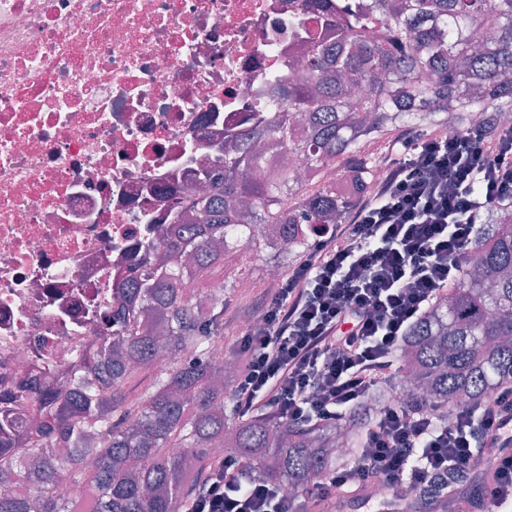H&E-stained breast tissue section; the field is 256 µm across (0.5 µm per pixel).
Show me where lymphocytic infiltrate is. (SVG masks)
Segmentation results:
<instances>
[{
	"label": "lymphocytic infiltrate",
	"instance_id": "lymphocytic-infiltrate-1",
	"mask_svg": "<svg viewBox=\"0 0 512 512\" xmlns=\"http://www.w3.org/2000/svg\"><path fill=\"white\" fill-rule=\"evenodd\" d=\"M381 167L342 223L315 228L299 262L259 301L261 321L236 338L242 366L230 402L240 416L315 427L398 388L408 331L459 278L485 210L512 200V127L479 123L453 136L444 126L411 128ZM375 486L387 488L400 512L435 487L474 512H512V384L490 402L382 406L355 463L319 478L310 499L331 512ZM187 512L301 510L224 454Z\"/></svg>",
	"mask_w": 512,
	"mask_h": 512
}]
</instances>
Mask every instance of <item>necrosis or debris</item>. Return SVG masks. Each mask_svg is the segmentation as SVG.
Listing matches in <instances>:
<instances>
[{"instance_id":"4bbe7bcc","label":"necrosis or debris","mask_w":512,"mask_h":512,"mask_svg":"<svg viewBox=\"0 0 512 512\" xmlns=\"http://www.w3.org/2000/svg\"><path fill=\"white\" fill-rule=\"evenodd\" d=\"M371 0H0V408L57 385L118 306L166 190L276 116Z\"/></svg>"}]
</instances>
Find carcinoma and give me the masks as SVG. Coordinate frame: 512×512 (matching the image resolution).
<instances>
[{"mask_svg":"<svg viewBox=\"0 0 512 512\" xmlns=\"http://www.w3.org/2000/svg\"><path fill=\"white\" fill-rule=\"evenodd\" d=\"M371 25L383 31L373 43L365 36ZM278 104L280 121L258 131L265 144L228 151L221 175H203L211 192L173 196L166 240L143 246L120 310L94 332L61 389L31 388L22 413L0 409V471L12 478L0 489V512H78L81 502L52 492L61 477L84 490L88 512H182L213 445L224 441L301 500L318 478L353 463L365 411L338 427L305 429L219 408L224 369L210 348L224 338V300L194 298L186 284L240 245L269 249L278 261L301 253L313 226L336 223L370 182L365 148L384 132L445 114L462 130L475 112L512 113V0H375L353 20L336 21L334 44L313 45L308 81L289 85ZM281 151L305 155L315 174L348 163V190L300 183L273 161ZM188 210L203 222L185 223ZM251 224L273 226L272 237H246ZM185 253L198 264H184ZM158 327L168 368L129 399L128 386L150 368ZM401 359L428 405L483 399L512 383V202L489 208L461 279L413 329ZM19 424L27 448L9 439ZM339 431L342 456L330 451ZM174 445L182 452L171 453Z\"/></svg>","mask_w":512,"mask_h":512,"instance_id":"1","label":"carcinoma"}]
</instances>
